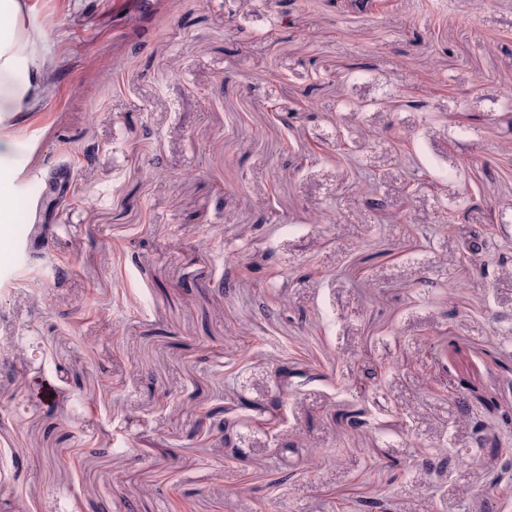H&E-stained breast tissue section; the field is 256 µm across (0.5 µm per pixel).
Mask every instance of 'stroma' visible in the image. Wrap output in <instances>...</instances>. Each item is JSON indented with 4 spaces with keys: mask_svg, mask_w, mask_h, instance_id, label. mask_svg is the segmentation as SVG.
<instances>
[{
    "mask_svg": "<svg viewBox=\"0 0 512 512\" xmlns=\"http://www.w3.org/2000/svg\"><path fill=\"white\" fill-rule=\"evenodd\" d=\"M31 2L56 73L6 129L22 207L0 251V503L512 512V252L488 286L444 290L472 233L512 241V0ZM443 336L452 373L509 413L483 448L429 355ZM285 356L311 377L283 394ZM277 394L281 423L247 421L238 457L199 439L206 410ZM357 408L363 437L338 420Z\"/></svg>",
    "mask_w": 512,
    "mask_h": 512,
    "instance_id": "stroma-1",
    "label": "stroma"
}]
</instances>
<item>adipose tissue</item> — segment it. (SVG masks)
Instances as JSON below:
<instances>
[{
	"label": "adipose tissue",
	"instance_id": "ef3b65f1",
	"mask_svg": "<svg viewBox=\"0 0 512 512\" xmlns=\"http://www.w3.org/2000/svg\"><path fill=\"white\" fill-rule=\"evenodd\" d=\"M29 0H0V169L13 165L16 141L5 130L40 102L54 75L44 45L51 25H28Z\"/></svg>",
	"mask_w": 512,
	"mask_h": 512
}]
</instances>
